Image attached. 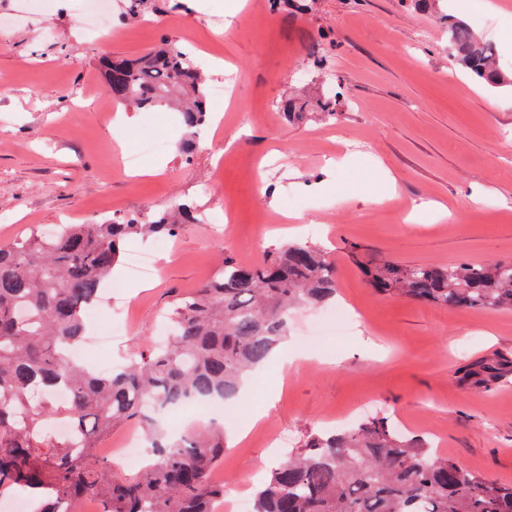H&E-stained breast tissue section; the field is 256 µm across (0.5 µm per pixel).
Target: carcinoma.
<instances>
[{
  "mask_svg": "<svg viewBox=\"0 0 512 512\" xmlns=\"http://www.w3.org/2000/svg\"><path fill=\"white\" fill-rule=\"evenodd\" d=\"M157 0H128L127 18L158 11ZM448 42L475 79L506 83L494 47L461 21ZM103 92L141 110L173 108L193 135L208 124L207 84L194 51L164 37L134 59L101 63ZM339 94L317 102L336 118ZM308 103L287 100L288 119ZM194 204L183 202L141 220L63 224L51 236L33 231L0 244V496L27 493L34 512H81L87 497L99 512H217L224 485L211 480L224 458V423L170 432L164 416L191 403L234 399L242 379L266 364L287 337L288 314L302 304L336 299V268L322 247L290 242L258 263L224 257L219 278L176 298L167 336L149 353L110 372L70 356L89 324L84 310L100 301L125 245L137 238L176 236ZM375 291L443 309L512 312V261L448 265L357 260ZM502 364L466 371L490 388ZM69 389L60 405L55 391ZM64 419L56 433L47 421ZM134 423L147 435L149 458L135 474L96 454L112 428ZM252 512H512V484L480 477L409 435L386 415L344 430L316 432L305 447L274 466L254 489Z\"/></svg>",
  "mask_w": 512,
  "mask_h": 512,
  "instance_id": "cac0c4a2",
  "label": "carcinoma"
}]
</instances>
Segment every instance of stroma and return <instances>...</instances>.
<instances>
[{
	"label": "stroma",
	"mask_w": 512,
	"mask_h": 512,
	"mask_svg": "<svg viewBox=\"0 0 512 512\" xmlns=\"http://www.w3.org/2000/svg\"><path fill=\"white\" fill-rule=\"evenodd\" d=\"M149 21L118 22L126 0H112L109 35L88 33L87 0H0V243L58 224L194 203L212 215L169 240L131 242L159 264L154 283L118 264L119 293L102 307L126 312L130 330L102 351L115 363L140 356L175 295L214 275L224 257L243 263L297 239L331 251L339 303L362 321L340 341L311 337L315 307L294 311L284 347L293 364L272 360L248 378L240 417L269 412L249 434L227 427L224 461L214 471L228 496L335 417L361 404L441 445L472 473L512 483V312L464 311L377 294L352 259L448 265L463 259L512 260V86L473 80L448 47L445 18L485 22L475 34L497 49L512 76V5L507 0H309L300 12L281 0H183ZM227 21L222 32L213 16ZM222 55L206 66L210 85L234 82V101L217 106L224 140L180 150L172 110L125 106L101 91L102 58L137 57L161 37ZM319 46L323 66L309 52ZM343 93L335 120L287 121L280 104ZM166 149L143 155V175L124 166L145 134ZM399 180L380 205L385 173ZM507 364L491 389L466 384L467 369Z\"/></svg>",
	"instance_id": "stroma-1"
}]
</instances>
